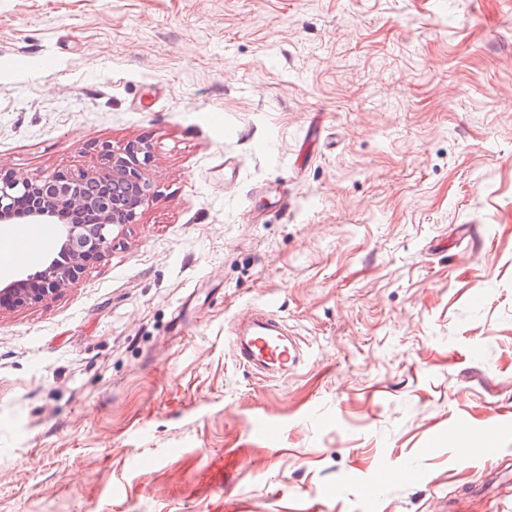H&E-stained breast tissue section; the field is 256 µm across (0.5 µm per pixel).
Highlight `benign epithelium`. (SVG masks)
Wrapping results in <instances>:
<instances>
[{
	"label": "benign epithelium",
	"mask_w": 512,
	"mask_h": 512,
	"mask_svg": "<svg viewBox=\"0 0 512 512\" xmlns=\"http://www.w3.org/2000/svg\"><path fill=\"white\" fill-rule=\"evenodd\" d=\"M150 147L128 142L106 146L101 163L94 169L64 170L44 180L0 174V223H51L60 226L61 260L45 262L40 269L0 288V308L38 302L77 281L98 262L114 233L135 223L138 212L154 197V186L146 177L151 162ZM90 183L115 185L112 194L90 197ZM85 208L98 212L95 224L65 221V215Z\"/></svg>",
	"instance_id": "benign-epithelium-1"
}]
</instances>
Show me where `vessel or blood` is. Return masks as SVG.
<instances>
[{
  "label": "vessel or blood",
  "instance_id": "obj_1",
  "mask_svg": "<svg viewBox=\"0 0 512 512\" xmlns=\"http://www.w3.org/2000/svg\"><path fill=\"white\" fill-rule=\"evenodd\" d=\"M57 245V228L36 224L16 250L0 253V266L7 268L25 261L35 262ZM276 299H268L263 309L250 320L237 324L233 346L237 360L255 373H287L301 361L299 343L285 331L276 314Z\"/></svg>",
  "mask_w": 512,
  "mask_h": 512
}]
</instances>
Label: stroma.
<instances>
[{"instance_id": "obj_1", "label": "stroma", "mask_w": 512, "mask_h": 512, "mask_svg": "<svg viewBox=\"0 0 512 512\" xmlns=\"http://www.w3.org/2000/svg\"><path fill=\"white\" fill-rule=\"evenodd\" d=\"M128 142L136 223L0 308V512H512V0H0V171ZM277 301L267 300L247 323L234 327L233 346L237 360L256 374H288L301 361L299 343L288 336L276 314Z\"/></svg>"}]
</instances>
